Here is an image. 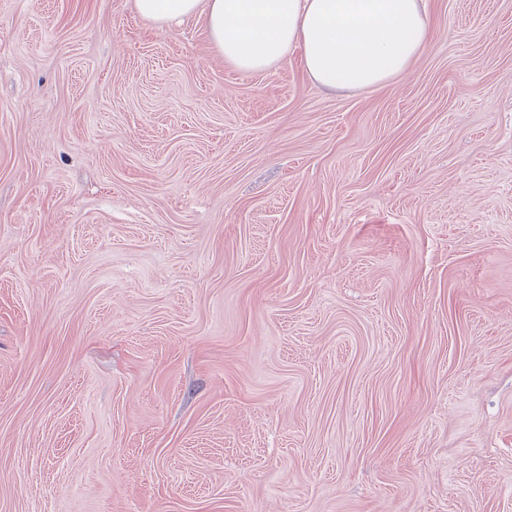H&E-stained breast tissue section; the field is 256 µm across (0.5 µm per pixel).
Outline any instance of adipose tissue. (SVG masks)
I'll return each instance as SVG.
<instances>
[{
	"mask_svg": "<svg viewBox=\"0 0 512 512\" xmlns=\"http://www.w3.org/2000/svg\"><path fill=\"white\" fill-rule=\"evenodd\" d=\"M135 9L163 24L202 21L214 50L242 72L300 48L309 78L329 91L389 84L431 35L425 0H135Z\"/></svg>",
	"mask_w": 512,
	"mask_h": 512,
	"instance_id": "adipose-tissue-1",
	"label": "adipose tissue"
}]
</instances>
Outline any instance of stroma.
Instances as JSON below:
<instances>
[{"mask_svg":"<svg viewBox=\"0 0 512 512\" xmlns=\"http://www.w3.org/2000/svg\"><path fill=\"white\" fill-rule=\"evenodd\" d=\"M373 90L134 0H0V512H512V0Z\"/></svg>","mask_w":512,"mask_h":512,"instance_id":"stroma-1","label":"stroma"}]
</instances>
